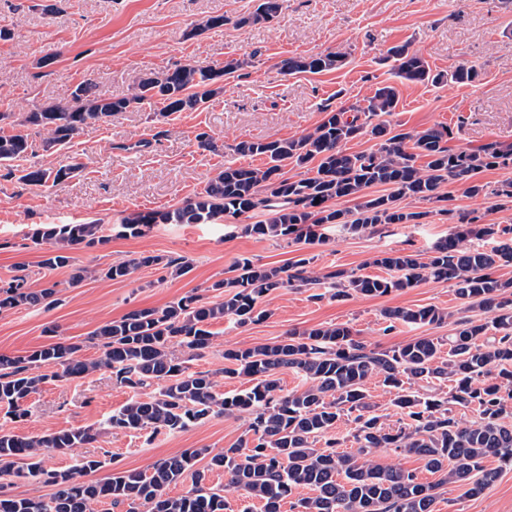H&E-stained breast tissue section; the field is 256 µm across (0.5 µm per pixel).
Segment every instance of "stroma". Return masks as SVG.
<instances>
[{
    "label": "stroma",
    "instance_id": "obj_1",
    "mask_svg": "<svg viewBox=\"0 0 512 512\" xmlns=\"http://www.w3.org/2000/svg\"><path fill=\"white\" fill-rule=\"evenodd\" d=\"M0 0V112L22 114L47 103L68 100L88 81L115 98L127 96L151 71L173 65L223 67L242 60L240 76L196 110L160 114L143 106L119 112L84 128L70 145L44 150L33 132L30 162L58 169L82 163V170L58 186L38 189L17 183L0 168V278L25 270L31 288L56 285V305L0 312V354L23 355L55 343L80 345L81 358L98 359L91 335L102 324L133 309L162 308L189 292L206 294L236 262L281 266L307 257L318 274L366 270L380 275L371 259L402 250L428 257L435 243L452 232L446 216L430 203L404 199L411 211L426 212L421 224H391L373 234L351 235L341 225L318 227L319 241L259 239L242 225L258 222L249 213L221 224H158L143 237L118 234L122 217L164 212L202 192L227 166L261 167L264 157L235 150L242 141L287 139L313 130L324 106L360 101L377 87H396L399 104L389 121L407 131L452 128L453 146L512 143V0H282L271 21L242 27L234 18L255 11L261 0ZM224 15L228 24L201 29L208 17ZM408 45L436 72L461 64L479 71L471 83H411L395 76L385 57L391 47ZM333 52L341 68L319 74H281L288 57ZM210 134L214 147H201L198 133ZM99 220L113 235L106 245L74 250V263L98 269V276L71 285L70 269L46 270L47 248L32 235L41 225L82 224ZM141 254L190 264L182 276L158 266L143 267L131 278L101 276L107 266ZM269 318L238 325L224 320L214 327L212 347L188 360L194 371L217 374L218 390L229 394L247 387V378L222 377L224 352L283 340L289 332L317 324L349 325L370 347L390 349L421 337H448L451 324L387 330L382 316L391 307L434 305L464 317L455 288L426 280L383 297L355 295L345 300L317 299L309 288H283L264 297ZM131 392L102 369L78 379L42 384L24 403L27 415L10 421L0 408V427L32 438L72 427H91L98 437L86 453L105 456L95 479L124 470L151 469L159 460L193 448L218 453L246 434L248 414L211 416L188 429L147 437L114 430L105 419ZM436 512H512V468L502 469L483 494L464 487L441 488Z\"/></svg>",
    "mask_w": 512,
    "mask_h": 512
}]
</instances>
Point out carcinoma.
I'll return each mask as SVG.
<instances>
[{
	"label": "carcinoma",
	"mask_w": 512,
	"mask_h": 512,
	"mask_svg": "<svg viewBox=\"0 0 512 512\" xmlns=\"http://www.w3.org/2000/svg\"><path fill=\"white\" fill-rule=\"evenodd\" d=\"M281 9L280 0H262L256 10L236 20L238 25L266 22ZM388 59L397 77L411 82L441 84L474 81L479 72L473 65H459L448 73L433 72L428 63L401 45L390 49ZM344 58L334 53L289 57L279 63L285 75L319 74L337 69ZM235 60L222 68L182 65L150 73L122 98H112L81 83L64 104H48L14 120L11 112H0V123L44 129V149L64 147L85 127L105 121L115 112L145 104L161 105L170 114L194 110L218 91L216 85L242 69ZM398 94L391 85L379 87L361 107L351 104L325 110L313 130L298 138L243 141L236 151L263 155V168L227 166L212 178L195 198L165 212H139L121 220V233L142 236L155 224H222L250 212L265 219L245 224L250 236L289 237L313 235L312 227L340 224L349 233L366 234L388 224H419L427 211H409L400 206L406 197L422 201H452L441 192L448 182L464 186L471 197L494 200L501 209L512 208V178L490 185L479 175L487 170L512 171V145L488 142L473 149L454 148L451 128L431 127L422 131L393 130L382 117L398 107ZM380 139L370 151L349 152L343 144L365 134ZM32 150L26 134L0 133V167L26 186L61 184L74 177L81 166L51 169L36 166L14 168ZM424 164H419V160ZM306 168L310 175L293 179L284 167ZM380 186L384 193L367 195ZM344 198L359 200L355 213L333 206ZM446 213L457 218V231L440 239L432 255L423 261L406 251L382 252L370 265L387 271L372 276L339 271L324 278L308 270L310 259L300 258L287 267L256 264L240 259L232 275L211 284L219 299L209 301L191 293L161 309L144 308L100 326L94 335L101 341L102 356L95 361L80 358V346L56 343L25 355H0V407L14 419L26 415L23 402L40 385L62 377L79 378L97 369L112 371L133 395L106 421L114 429L180 431L212 415H252L246 437L216 454L195 448L155 463L151 471H122L102 481L85 476L105 462L83 457L68 470L42 466V450L65 454L95 440L86 427H73L40 439L0 428V475H19L22 463L27 474L53 487L49 500L2 498L0 512H95L109 502L126 512H229L226 496L237 492L262 503L263 512H281L284 501L300 488L313 494L297 499L298 512H435L438 490L448 484L467 487L476 496L495 483L504 467H512V280L497 276L498 268L512 264V244L486 250L472 248V235L489 239L512 234V227L481 224L480 217L456 208ZM35 243L49 245L42 260L48 270L72 266L71 251L104 245L109 237L103 224H44L34 233ZM163 265L180 276L189 270L182 261L162 263L156 255L142 254L115 263L104 272L110 280L129 278L137 269ZM326 280L336 298L353 294L383 296L416 287L428 279L452 282L456 294L469 310L493 313L490 321L461 318L448 337V354L441 355L443 339L421 336L404 346L379 351L353 337L345 324L317 325L302 332L291 331L274 344L224 350V377H246L251 386L232 394L216 391L209 372H190L175 361L169 347L177 344L191 356L203 355L215 336L212 327L233 318L239 324L260 322L270 312L258 306L264 295L288 287ZM56 284L40 290L30 287L24 275L0 279V312L20 306L48 307L54 303ZM388 328L397 324L441 325L451 314L436 306L395 307L383 310ZM494 335H488V332ZM54 364L61 371L43 372ZM294 369L307 386L285 393L277 371ZM376 377L393 393L392 405L404 415L398 423L375 411L365 384ZM451 382L449 391L435 382ZM157 385L152 397L138 389ZM473 407L479 421L464 424L456 407ZM352 418L356 449L338 451L341 442L330 437L343 417ZM388 448L411 454L425 469L440 475L434 483L421 481L415 470L381 467L369 459L373 450ZM208 458L200 469L197 463ZM495 458L499 465H485ZM224 472L222 486L207 484V474ZM191 488L181 496L166 489L184 479Z\"/></svg>",
	"instance_id": "cac0c4a2"
}]
</instances>
